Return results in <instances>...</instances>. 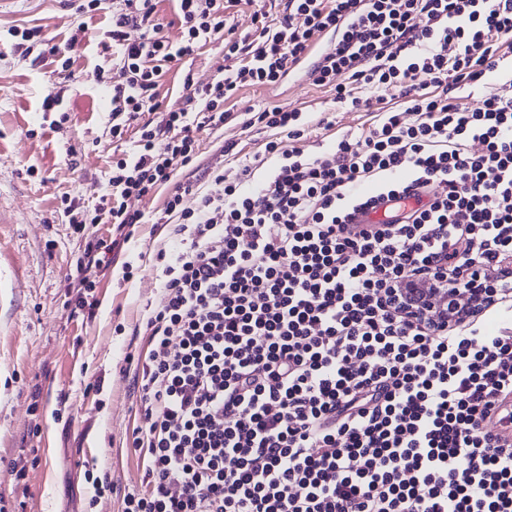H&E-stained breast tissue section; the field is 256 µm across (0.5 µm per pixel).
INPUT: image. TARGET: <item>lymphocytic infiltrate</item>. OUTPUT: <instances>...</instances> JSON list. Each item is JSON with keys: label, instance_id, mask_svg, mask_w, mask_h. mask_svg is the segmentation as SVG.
<instances>
[{"label": "lymphocytic infiltrate", "instance_id": "obj_1", "mask_svg": "<svg viewBox=\"0 0 512 512\" xmlns=\"http://www.w3.org/2000/svg\"><path fill=\"white\" fill-rule=\"evenodd\" d=\"M173 2L175 43L158 0L112 11L126 80L110 131L138 139L94 214L72 217L120 233L144 221L127 198L172 187L153 221L177 249L156 253L164 300L134 378L144 476L123 512H512V442L485 428H512V327L487 328L512 310V73L478 106L459 94L512 52V0H281L247 32L235 14L254 0ZM217 42L225 69L163 108L164 75ZM300 73L377 122L311 155L302 111L266 107L244 122L276 131L264 154L203 170L212 192L175 183L193 127ZM474 289L486 302L459 306ZM426 202V198L422 197L421 200L416 198H411L407 201H397L393 200L390 202L382 201L379 203L376 210L371 211H358L353 214V223L354 224H375L378 222H382L387 219L388 207H394L398 204L406 205L407 208H417Z\"/></svg>", "mask_w": 512, "mask_h": 512}]
</instances>
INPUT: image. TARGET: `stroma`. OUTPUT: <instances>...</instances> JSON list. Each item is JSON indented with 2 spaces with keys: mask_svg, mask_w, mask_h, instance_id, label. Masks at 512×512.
<instances>
[{
  "mask_svg": "<svg viewBox=\"0 0 512 512\" xmlns=\"http://www.w3.org/2000/svg\"><path fill=\"white\" fill-rule=\"evenodd\" d=\"M111 9L89 14L75 34L67 0H18L0 11V498L22 512H121L143 470L131 443L144 426L130 356L145 353L148 309L162 300L152 258L166 240L153 224H137L110 265L92 268L94 316L70 315L66 300L76 263L89 244L112 236L108 224L75 228L67 210L76 200L93 214L114 160L134 150L136 134L111 138L109 104L91 75L122 82L101 41ZM39 26L59 46H72L74 78L60 111L43 114V96L58 82L61 61L39 64L16 51L12 29ZM335 93L306 79L287 89L241 90L235 117L194 130L195 166L231 167L264 150L266 133L242 120L261 108L302 110L310 126L307 153L358 138L374 113L349 111ZM232 142L236 153L223 156ZM130 262V278L121 266ZM108 471L111 486L95 491L88 471Z\"/></svg>",
  "mask_w": 512,
  "mask_h": 512,
  "instance_id": "obj_1",
  "label": "stroma"
}]
</instances>
